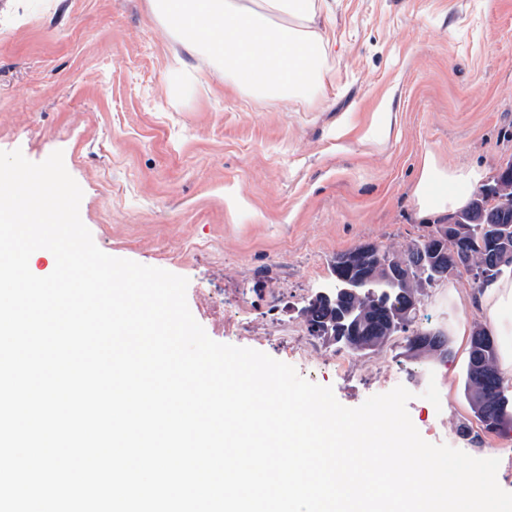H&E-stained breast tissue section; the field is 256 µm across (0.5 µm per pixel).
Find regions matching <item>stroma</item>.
I'll use <instances>...</instances> for the list:
<instances>
[{
	"mask_svg": "<svg viewBox=\"0 0 512 512\" xmlns=\"http://www.w3.org/2000/svg\"><path fill=\"white\" fill-rule=\"evenodd\" d=\"M316 90L265 95L186 57L151 0H0V151H62L80 217L108 255L186 277L214 341L252 348L361 405L402 385L422 438L498 458L512 492V428L482 432L465 390L482 317L459 273L418 289L415 325L355 351L310 336L301 311L335 288L332 260L395 251L448 218H420L422 157L512 161V0H333Z\"/></svg>",
	"mask_w": 512,
	"mask_h": 512,
	"instance_id": "stroma-1",
	"label": "stroma"
}]
</instances>
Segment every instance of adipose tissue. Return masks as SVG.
I'll list each match as a JSON object with an SVG mask.
<instances>
[{"label":"adipose tissue","mask_w":512,"mask_h":512,"mask_svg":"<svg viewBox=\"0 0 512 512\" xmlns=\"http://www.w3.org/2000/svg\"><path fill=\"white\" fill-rule=\"evenodd\" d=\"M328 0H153L160 20L183 19L173 35L213 72L230 70L269 93H300L317 75L329 38L315 29ZM485 178L482 168L444 166L426 153L414 190L419 212L452 213L469 202ZM445 191L434 194L435 185ZM472 302L497 336L499 362L512 377V278L487 284Z\"/></svg>","instance_id":"ef3b65f1"}]
</instances>
